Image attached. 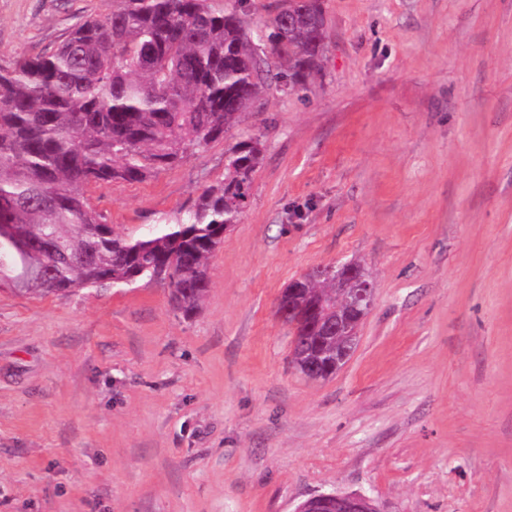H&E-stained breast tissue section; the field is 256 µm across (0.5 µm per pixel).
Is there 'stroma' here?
<instances>
[{"mask_svg": "<svg viewBox=\"0 0 512 512\" xmlns=\"http://www.w3.org/2000/svg\"><path fill=\"white\" fill-rule=\"evenodd\" d=\"M113 0H0V66ZM302 92L224 139L92 186L115 233L172 224L251 137L240 224L184 317L166 284L35 298L0 287V512H512V0H323ZM363 264L373 306L311 381L276 305ZM296 512H377L371 501L359 494H320L302 504Z\"/></svg>", "mask_w": 512, "mask_h": 512, "instance_id": "1", "label": "stroma"}]
</instances>
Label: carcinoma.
I'll use <instances>...</instances> for the list:
<instances>
[{
  "instance_id": "obj_1",
  "label": "carcinoma",
  "mask_w": 512,
  "mask_h": 512,
  "mask_svg": "<svg viewBox=\"0 0 512 512\" xmlns=\"http://www.w3.org/2000/svg\"><path fill=\"white\" fill-rule=\"evenodd\" d=\"M288 6L251 27L243 9L208 0H119L77 23L52 51L0 67V282L29 274L21 293L167 281L192 313L209 288L208 261L237 224L257 138L224 158V180L205 187L174 224L126 238L86 197L92 185L138 182L224 135L266 86L265 50L288 68L287 91L306 89L326 49L322 0ZM348 292L325 279L293 281L280 301L293 316V362L326 378L349 357L322 342L307 305L334 306Z\"/></svg>"
}]
</instances>
